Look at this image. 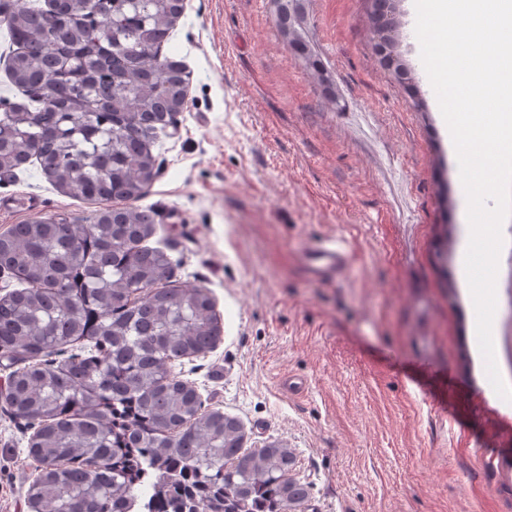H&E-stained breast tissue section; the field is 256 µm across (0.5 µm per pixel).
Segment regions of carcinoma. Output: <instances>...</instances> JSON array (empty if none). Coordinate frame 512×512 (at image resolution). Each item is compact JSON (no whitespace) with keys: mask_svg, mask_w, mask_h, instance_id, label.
Here are the masks:
<instances>
[{"mask_svg":"<svg viewBox=\"0 0 512 512\" xmlns=\"http://www.w3.org/2000/svg\"><path fill=\"white\" fill-rule=\"evenodd\" d=\"M390 0H372L376 46L396 77L411 84L396 52L400 23ZM300 0H278L288 46L311 58L296 28ZM171 0H110L96 28L79 4L55 28L26 0H0L11 43V83L25 92L6 116L0 173L29 161L39 144L43 173L66 193L102 205L91 224L64 228L34 218L0 239L24 287L0 297V353L21 367L5 399L39 430L30 453L65 466L42 471L28 500L39 512H131L140 487L158 512H290L308 497L289 477L293 453L281 446L243 452L239 422L200 401L169 364L211 349L219 327L202 286L167 288L172 260L144 245L156 214L135 202L157 175L149 145L187 104L184 65L160 57L175 24ZM112 112L102 127L95 113ZM70 114L84 131L51 135ZM122 206H114L115 202ZM69 345L79 353L38 363Z\"/></svg>","mask_w":512,"mask_h":512,"instance_id":"cac0c4a2","label":"carcinoma"}]
</instances>
